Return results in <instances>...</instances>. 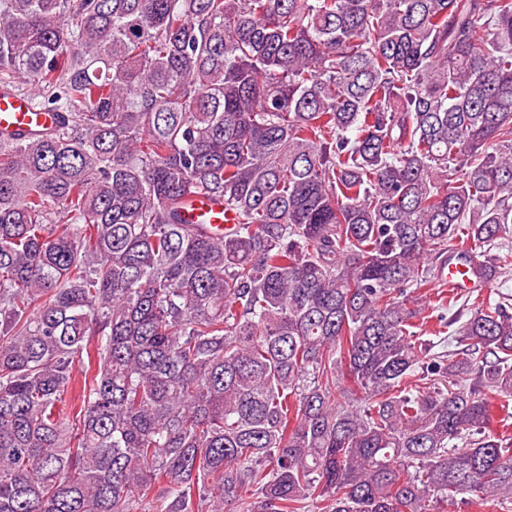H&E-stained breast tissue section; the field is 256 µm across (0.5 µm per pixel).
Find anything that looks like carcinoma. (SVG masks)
Masks as SVG:
<instances>
[{"instance_id": "1", "label": "carcinoma", "mask_w": 512, "mask_h": 512, "mask_svg": "<svg viewBox=\"0 0 512 512\" xmlns=\"http://www.w3.org/2000/svg\"><path fill=\"white\" fill-rule=\"evenodd\" d=\"M20 76L0 512L508 508L512 303L430 289L512 277V0H0ZM15 91L32 94L30 83L15 80ZM12 90H0V133L8 131H45L60 122L57 112L39 105L35 97ZM491 278L484 272L481 278H474L469 273V268L465 265L450 263L446 274L444 273L439 280L440 286H448V288H456L459 291H483L491 286ZM448 288H443L448 291ZM485 296L491 294L492 297L498 298L499 293L509 294L512 296V278L508 280L497 279L494 281L492 288L482 292Z\"/></svg>"}]
</instances>
